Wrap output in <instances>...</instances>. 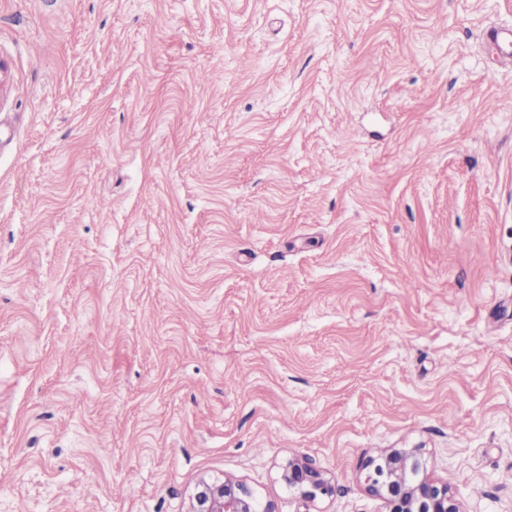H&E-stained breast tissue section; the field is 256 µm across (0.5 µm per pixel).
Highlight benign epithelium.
<instances>
[{"mask_svg": "<svg viewBox=\"0 0 512 512\" xmlns=\"http://www.w3.org/2000/svg\"><path fill=\"white\" fill-rule=\"evenodd\" d=\"M424 464L418 448H392L369 457L364 484L367 493L381 498L386 512H459L448 483L421 474ZM280 480L305 508L335 493L332 480L305 458L289 459L280 467ZM190 512H277L271 501H261L240 479L201 482Z\"/></svg>", "mask_w": 512, "mask_h": 512, "instance_id": "1", "label": "benign epithelium"}]
</instances>
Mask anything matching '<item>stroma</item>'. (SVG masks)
<instances>
[{
  "instance_id": "1",
  "label": "stroma",
  "mask_w": 512,
  "mask_h": 512,
  "mask_svg": "<svg viewBox=\"0 0 512 512\" xmlns=\"http://www.w3.org/2000/svg\"><path fill=\"white\" fill-rule=\"evenodd\" d=\"M512 0H0V512H188L418 448L512 512ZM496 108H488V101ZM189 512H277L271 501H261L240 479L224 477V482L202 481Z\"/></svg>"
}]
</instances>
